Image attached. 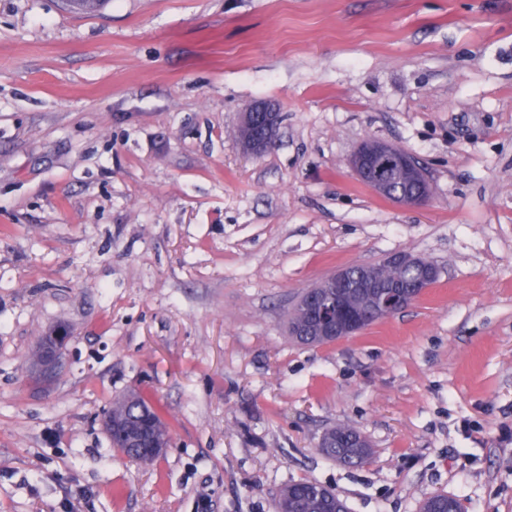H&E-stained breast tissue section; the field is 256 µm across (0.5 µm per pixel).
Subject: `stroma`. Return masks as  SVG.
I'll list each match as a JSON object with an SVG mask.
<instances>
[{
  "instance_id": "1",
  "label": "stroma",
  "mask_w": 512,
  "mask_h": 512,
  "mask_svg": "<svg viewBox=\"0 0 512 512\" xmlns=\"http://www.w3.org/2000/svg\"><path fill=\"white\" fill-rule=\"evenodd\" d=\"M367 139L427 206L352 174ZM395 252L438 282L289 338L302 292ZM57 325L70 362L35 382ZM130 392L170 427L147 467L101 424ZM339 423L366 463L321 451ZM301 479L348 512H512V0H0V512H273ZM281 117L270 106L259 103L242 112V125L254 129V138L248 151L260 157L273 149L278 141ZM382 163L378 165V161ZM350 169L360 180L371 176V186L379 193H386L397 178H403L414 185L412 193H393V201L404 207H422L431 200V192L422 169L413 158L394 146L377 141L363 142L351 155ZM302 323L306 324L304 326V329H305L306 333L308 334V336H292L290 334L291 327H293L295 325H300ZM287 331H288V335L294 341H296V342H298L300 344L320 345V344H324L325 343V342H317L316 341V337L319 334V332H318L316 327H314L313 325H311L310 323H307L305 321V312H304V309H303V307H302V305L300 303V300H299V302H297L295 307L289 313L288 322H287ZM319 316L324 322L333 326L336 335L334 341L357 334L367 323L355 315L339 316L336 313V302L333 306L329 304L326 308L322 307ZM421 512H463V510L456 498L445 493H437L423 502Z\"/></svg>"
}]
</instances>
